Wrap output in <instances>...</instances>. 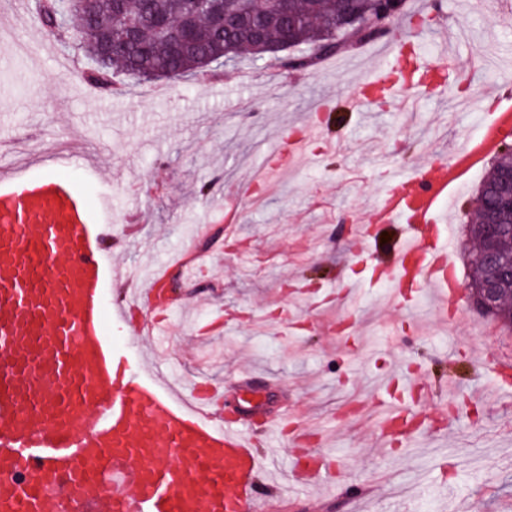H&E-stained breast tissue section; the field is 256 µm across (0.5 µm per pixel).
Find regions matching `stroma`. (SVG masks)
<instances>
[{
  "mask_svg": "<svg viewBox=\"0 0 512 512\" xmlns=\"http://www.w3.org/2000/svg\"><path fill=\"white\" fill-rule=\"evenodd\" d=\"M443 6L437 15L422 6L420 15L435 28L470 29L453 48L446 95L428 94L408 116L386 101L365 120L339 107L320 113L339 150L274 176L248 221L229 228L224 209L257 176L277 131L301 121L326 93L354 91L367 63L348 50L308 71L244 58L198 84L126 76L125 92L110 94L88 81L90 60L45 32L32 10L8 18L27 49L15 54L0 42V156L37 174L43 143L71 150L67 175L88 196L95 222L118 231L129 215L138 217L116 256L120 268L145 270L204 251L208 300L197 304V289L180 284L190 308L169 314L166 341L187 373H206L222 386L249 376L264 402L253 423L286 429L258 446L275 462L270 480L279 495L269 512H512V491L503 490L512 480V400L479 407L468 396L494 379L486 359L512 358V333L467 313L470 207L491 159L471 176L444 226L457 310L447 328L426 318L425 295L385 308V285L369 281L356 260L393 245L396 225L370 240L344 234V219L368 221L393 173L445 161L449 146L476 134L495 110L479 47L512 57V29L495 25L483 0ZM478 96L482 111H457V100ZM205 181L211 191L203 197ZM341 273L356 292L337 290ZM340 313L351 324L342 335L334 325ZM401 366L413 391L381 390ZM382 396L419 411L423 446H373ZM305 424L322 433L309 448L333 457L336 496L290 476L288 434Z\"/></svg>",
  "mask_w": 512,
  "mask_h": 512,
  "instance_id": "1",
  "label": "stroma"
}]
</instances>
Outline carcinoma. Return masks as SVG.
Wrapping results in <instances>:
<instances>
[{
  "mask_svg": "<svg viewBox=\"0 0 512 512\" xmlns=\"http://www.w3.org/2000/svg\"><path fill=\"white\" fill-rule=\"evenodd\" d=\"M288 14L272 0H224V12H246L245 21L218 31L210 26L209 4L204 0H114L112 7L102 0L89 4L94 18L81 20L80 34L67 44L88 55L94 67L87 78L103 91L115 86L118 74L142 79L186 77L207 71L214 63L232 61L246 52L257 60L270 59L283 69L306 70L318 61L337 55L350 40L360 43L381 37L372 0H287ZM42 28H58L56 7L46 0H34ZM355 13L362 18L359 29L338 30L336 20ZM191 16L194 45L173 50L157 38L154 22L159 17L181 19ZM136 22L135 42L126 43L127 23ZM292 34H286L287 28ZM123 48L106 60V40ZM512 168V152L499 155L487 172L480 190L499 184L502 171Z\"/></svg>",
  "mask_w": 512,
  "mask_h": 512,
  "instance_id": "carcinoma-1",
  "label": "carcinoma"
}]
</instances>
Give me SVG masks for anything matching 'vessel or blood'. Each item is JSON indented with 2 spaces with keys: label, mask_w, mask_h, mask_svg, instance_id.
<instances>
[{
  "label": "vessel or blood",
  "mask_w": 512,
  "mask_h": 512,
  "mask_svg": "<svg viewBox=\"0 0 512 512\" xmlns=\"http://www.w3.org/2000/svg\"><path fill=\"white\" fill-rule=\"evenodd\" d=\"M382 55L349 97L350 111H367L382 96L406 108L430 86L444 92L447 51L432 59L388 41ZM511 132L508 101L445 162L395 177L373 206L371 223L404 227L391 251L371 259L390 303L408 290L429 295L436 322L447 324L445 207ZM335 148L316 122L299 135L280 132L263 175ZM67 161L52 155L51 171L37 177L0 165V512H252L274 487L254 430L241 423L249 409L225 414L222 390L184 384L106 332L113 322L133 336L160 334L176 303L164 286L197 260L163 269L149 288L118 272L112 251L124 235L90 220L86 200L56 174ZM110 289L117 296L109 303ZM414 421L391 407L382 442L402 443ZM329 468L322 453H300L294 465L313 481Z\"/></svg>",
  "instance_id": "vessel-or-blood-1"
}]
</instances>
